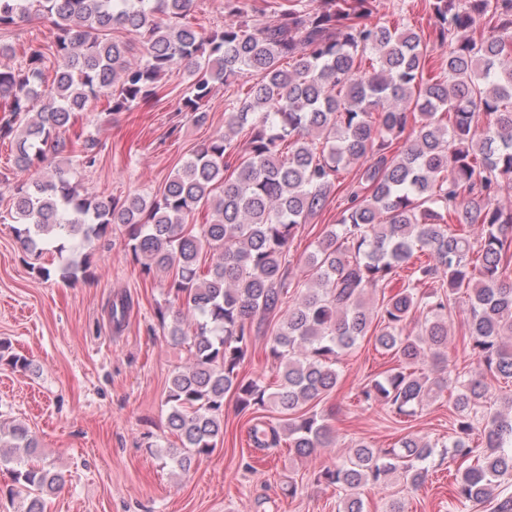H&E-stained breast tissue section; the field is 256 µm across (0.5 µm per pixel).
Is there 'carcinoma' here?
Masks as SVG:
<instances>
[{
    "mask_svg": "<svg viewBox=\"0 0 512 512\" xmlns=\"http://www.w3.org/2000/svg\"><path fill=\"white\" fill-rule=\"evenodd\" d=\"M194 0H0V30L31 16L51 19L55 39H31L18 64L0 62V140L12 139L16 168L39 176L10 186L1 224H16L22 248L38 257L47 240L90 243L120 230L144 274H169L167 295L193 319L168 333L193 353L168 384L166 450L182 470L224 444V397L257 416L248 429L259 451L288 442L298 458L329 448L333 412L315 410L337 391L336 364L365 339L394 365L366 383L359 401L414 417L454 393V436L439 443L405 433L387 448L353 439L336 464L314 473L343 491L338 512H365L364 489L401 477L414 488L435 453L457 464L450 499L492 503L512 477V398L488 407L483 378L448 370V313L464 296V349L495 379L512 380V0H431L428 34L372 24L377 0H288L273 23L250 0H224V24L189 21ZM482 29L480 39L470 32ZM115 32L142 38L135 46ZM448 47L444 75L431 52ZM57 61L51 83L43 68ZM183 72L180 111L206 123L212 90L254 78L224 107V131L178 167L162 188L123 198L85 191L66 156L87 170L100 162L97 137L74 147L66 133L80 112L105 99L112 112L159 101L162 82ZM365 166L346 206L305 264L309 278L288 298L290 243L325 206L343 171ZM209 210L203 224L195 213ZM212 263L201 271L200 256ZM84 255L60 276L89 274ZM395 281L393 293L386 288ZM418 333L406 332L416 313ZM281 321L266 358L271 387L242 374L253 338ZM274 410L277 421L259 413ZM36 441L0 420V469L22 512H46L62 476L32 462Z\"/></svg>",
    "mask_w": 512,
    "mask_h": 512,
    "instance_id": "cac0c4a2",
    "label": "carcinoma"
}]
</instances>
